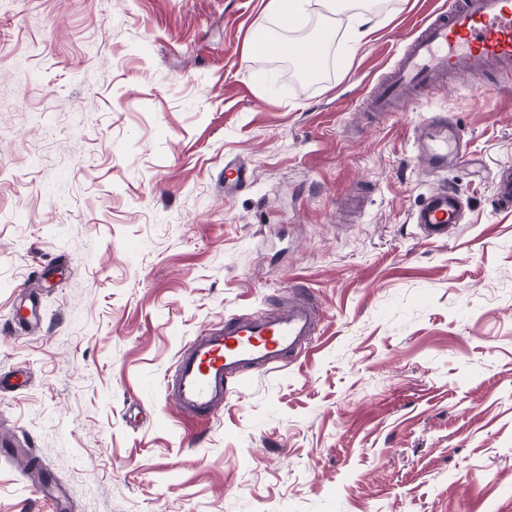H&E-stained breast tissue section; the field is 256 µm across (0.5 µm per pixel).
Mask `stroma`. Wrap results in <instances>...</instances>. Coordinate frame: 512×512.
<instances>
[{
	"label": "stroma",
	"instance_id": "1",
	"mask_svg": "<svg viewBox=\"0 0 512 512\" xmlns=\"http://www.w3.org/2000/svg\"><path fill=\"white\" fill-rule=\"evenodd\" d=\"M451 0H389L358 37L311 7L322 74L250 55L263 0H0V512H512V86L460 77L381 118L365 92ZM444 112L466 161L429 172ZM249 182L224 191V164ZM461 223L422 237L440 186ZM365 198L352 222L340 206ZM310 352L253 373L194 424L165 390L178 351L295 286ZM38 331L13 328L22 287ZM201 435L187 449L186 435ZM495 196L502 206L512 205V165L505 164L495 172Z\"/></svg>",
	"mask_w": 512,
	"mask_h": 512
}]
</instances>
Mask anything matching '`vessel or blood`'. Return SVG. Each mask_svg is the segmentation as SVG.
<instances>
[{
	"instance_id": "b4317fda",
	"label": "vessel or blood",
	"mask_w": 512,
	"mask_h": 512,
	"mask_svg": "<svg viewBox=\"0 0 512 512\" xmlns=\"http://www.w3.org/2000/svg\"><path fill=\"white\" fill-rule=\"evenodd\" d=\"M451 74L477 82L490 74L512 77V0H454L450 9L426 16L369 103L377 112L407 111L442 90ZM425 125L442 131L422 147L431 167L464 158V138L444 113H431ZM495 196L499 204L512 205L511 164L496 170ZM413 220L424 237L447 240L459 222L454 192L432 193ZM319 321L315 304L298 289L269 310L226 317L180 349L167 392L182 414L206 419L223 410L248 374L309 350Z\"/></svg>"
}]
</instances>
